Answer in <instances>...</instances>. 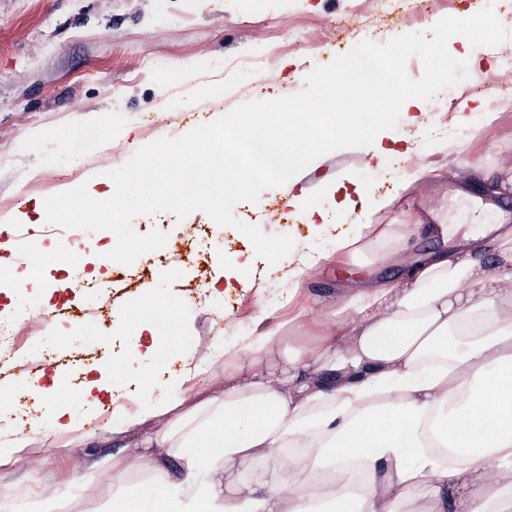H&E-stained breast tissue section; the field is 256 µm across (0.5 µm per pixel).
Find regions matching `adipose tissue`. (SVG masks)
I'll return each instance as SVG.
<instances>
[{
  "label": "adipose tissue",
  "mask_w": 512,
  "mask_h": 512,
  "mask_svg": "<svg viewBox=\"0 0 512 512\" xmlns=\"http://www.w3.org/2000/svg\"><path fill=\"white\" fill-rule=\"evenodd\" d=\"M494 244L501 274L478 254ZM512 225L488 224L418 261L397 282L358 289L345 349L292 347L280 323L241 351L281 353L264 368L230 361L224 393L194 406L153 407L166 429L144 435L179 468L147 500L120 495L112 512H512Z\"/></svg>",
  "instance_id": "adipose-tissue-1"
}]
</instances>
